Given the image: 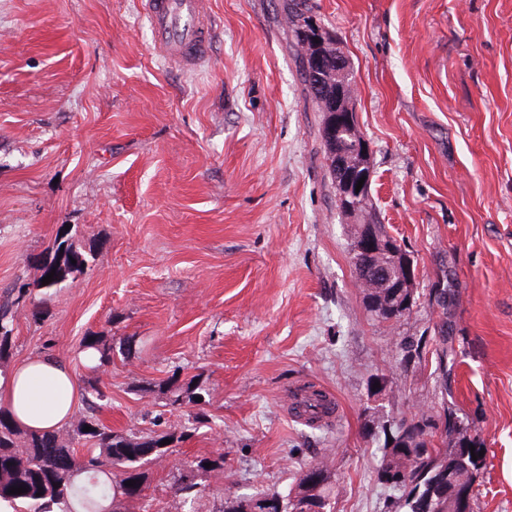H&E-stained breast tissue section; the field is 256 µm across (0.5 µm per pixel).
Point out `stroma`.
Returning <instances> with one entry per match:
<instances>
[{
  "instance_id": "stroma-1",
  "label": "stroma",
  "mask_w": 512,
  "mask_h": 512,
  "mask_svg": "<svg viewBox=\"0 0 512 512\" xmlns=\"http://www.w3.org/2000/svg\"><path fill=\"white\" fill-rule=\"evenodd\" d=\"M316 2L353 63L377 215L418 269L411 313L366 310L277 0H206L215 36L188 69L140 0H0V295L31 293L7 365L61 357L114 431L184 432L129 512H220L317 462L335 512H386L384 426L441 412L444 288L457 413L486 455L474 512H512V0ZM61 238L86 264L47 289ZM89 336L128 348L96 372ZM174 374L201 402L170 405ZM310 388L335 417L294 420ZM219 454L196 503L173 493ZM204 463H211L210 468H206ZM224 469V457L218 455L217 457H203L200 458L196 465L192 467L189 472L180 473L178 478H175L173 483L174 493L183 496L185 499H195L200 492L198 479L207 473L214 471H223Z\"/></svg>"
}]
</instances>
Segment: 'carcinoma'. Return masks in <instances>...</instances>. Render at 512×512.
<instances>
[{
  "instance_id": "cac0c4a2",
  "label": "carcinoma",
  "mask_w": 512,
  "mask_h": 512,
  "mask_svg": "<svg viewBox=\"0 0 512 512\" xmlns=\"http://www.w3.org/2000/svg\"><path fill=\"white\" fill-rule=\"evenodd\" d=\"M279 11L289 42L295 48L294 61L303 91L313 110L323 113L326 123L329 114L336 111L338 100L322 78L305 74L302 49L305 45L310 49L321 45L329 53L341 54L343 47L339 42L333 43L326 29L318 30L311 24V19L318 17L314 0H280ZM374 211V201L370 199L356 217L353 235L373 223L381 236H388L384 225L374 223ZM83 264L80 253L67 241H59L53 257L40 266L42 278L55 272L45 288L57 285ZM26 297L27 292L20 290L0 303L1 362L11 355L14 309L26 302ZM365 302L377 322L381 311L404 299L395 297L394 289L380 282L374 284ZM437 305L441 308L438 371L446 431L441 445H435L428 438L435 420L426 414L416 421L402 418L386 428L390 443L383 448L377 479L397 492L388 512H448L456 505L460 492L466 490L475 497V485L485 469V458L471 456L469 447L475 444V437L468 434L457 416L448 388V289H441ZM85 345L99 353L97 369L112 364L113 349L102 344L99 337H87ZM162 386L170 392L173 406L196 401L191 383L180 382L176 374L162 381ZM83 424L90 426V431L77 430L78 440L85 446V452L79 455L72 442L59 432L22 430L0 407V508H11L13 512H127L128 503L142 496L144 467L183 439L174 432L140 438L118 434L96 416L93 401ZM165 439L171 443L161 444ZM207 463L211 467H205ZM223 469L224 456L203 457L174 480V493L193 499L199 493L198 479ZM307 478L303 475L292 497L277 491L227 496L220 512H303L308 505L315 506V512H333L332 482L313 488L308 486ZM129 480L136 484L125 485ZM13 487H24L27 492L11 494Z\"/></svg>"
}]
</instances>
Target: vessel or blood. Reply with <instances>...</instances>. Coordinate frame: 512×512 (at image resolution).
Returning a JSON list of instances; mask_svg holds the SVG:
<instances>
[{
  "instance_id": "b4317fda",
  "label": "vessel or blood",
  "mask_w": 512,
  "mask_h": 512,
  "mask_svg": "<svg viewBox=\"0 0 512 512\" xmlns=\"http://www.w3.org/2000/svg\"><path fill=\"white\" fill-rule=\"evenodd\" d=\"M141 6L166 62L191 67L207 58L211 25L204 0H141Z\"/></svg>"
}]
</instances>
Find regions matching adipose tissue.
<instances>
[{
  "label": "adipose tissue",
  "instance_id": "1",
  "mask_svg": "<svg viewBox=\"0 0 512 512\" xmlns=\"http://www.w3.org/2000/svg\"><path fill=\"white\" fill-rule=\"evenodd\" d=\"M79 400L77 381L69 365L47 355L0 374V407L28 430L59 429Z\"/></svg>",
  "mask_w": 512,
  "mask_h": 512
}]
</instances>
